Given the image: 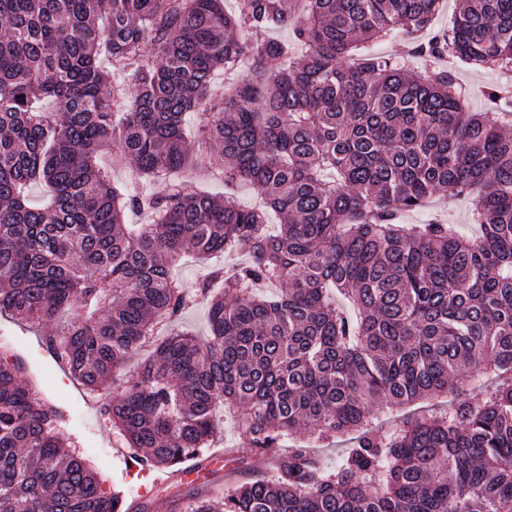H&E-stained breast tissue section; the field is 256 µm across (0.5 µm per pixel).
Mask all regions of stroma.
Here are the masks:
<instances>
[{
  "mask_svg": "<svg viewBox=\"0 0 512 512\" xmlns=\"http://www.w3.org/2000/svg\"><path fill=\"white\" fill-rule=\"evenodd\" d=\"M455 74L459 87L466 93L468 105L478 111L488 107L482 95L485 87L492 84L512 85V73L463 61L457 62ZM1 348L18 352L25 358L28 366L26 377L37 396L61 407L66 419L64 434L73 452L89 461L104 486L120 490L129 500L149 493L161 502L160 512H185L192 485L180 481L157 485L152 479L131 469L128 450L107 425L97 397L59 366L55 356L45 350L40 332L11 318L0 317ZM299 441L296 435L285 437L277 447L248 455L239 465L240 480L253 481L271 476L277 459L286 457L289 448L297 446Z\"/></svg>",
  "mask_w": 512,
  "mask_h": 512,
  "instance_id": "stroma-1",
  "label": "stroma"
}]
</instances>
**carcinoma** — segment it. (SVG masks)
Returning <instances> with one entry per match:
<instances>
[{"label": "carcinoma", "instance_id": "carcinoma-1", "mask_svg": "<svg viewBox=\"0 0 512 512\" xmlns=\"http://www.w3.org/2000/svg\"><path fill=\"white\" fill-rule=\"evenodd\" d=\"M440 2L0 0V317L68 316L43 343L144 470L205 457L223 419L239 463L301 429L353 435L332 468L296 448L188 512H512V378L478 399L463 386L512 373V91L471 112L452 71L367 50ZM281 26L288 42L264 38ZM409 55L512 71V0H464ZM218 70L232 89L216 103ZM188 112L209 166L264 207L196 186ZM435 196L471 200L476 233L400 223ZM238 249L248 261L211 265L194 293L171 274ZM200 298L203 339L179 329ZM25 369L0 352V512H126ZM448 395L389 436L368 429L376 407Z\"/></svg>", "mask_w": 512, "mask_h": 512}]
</instances>
